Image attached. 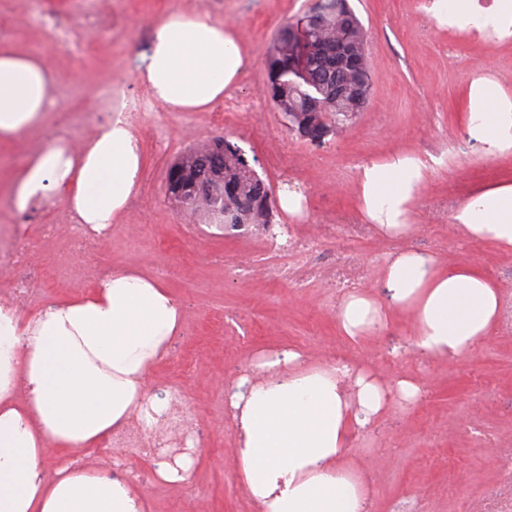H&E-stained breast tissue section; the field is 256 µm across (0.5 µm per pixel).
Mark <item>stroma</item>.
<instances>
[{
	"label": "stroma",
	"instance_id": "stroma-1",
	"mask_svg": "<svg viewBox=\"0 0 512 512\" xmlns=\"http://www.w3.org/2000/svg\"><path fill=\"white\" fill-rule=\"evenodd\" d=\"M112 15L95 27L74 28L68 41L49 40L21 11L0 0V46L42 57L62 76L57 107L45 126L0 142V225L27 224L18 244L38 293L16 303L0 274V302L27 315L95 286V263L130 268L161 280L180 305L182 326L148 382L150 394L178 398L190 429L171 448H96L86 464H109L143 486L151 512H257L233 464L236 432L226 397L253 360L295 348L308 361L342 360L385 382L411 377L424 394L395 406L354 432L347 462L365 478L369 512H479L498 480L501 448L512 444V323L502 320L464 359L448 362L412 351L413 327L393 313L382 332L353 341L341 331V295L317 268L354 255L355 279L384 297L387 258L414 250L445 263H469L498 285L512 304V249L462 240L452 225L472 195L512 183V151L488 154L466 130L473 82H495L512 103V35L440 25L424 0H349L367 32L370 100L352 122L316 146L299 138L266 94V53L279 30L297 21L310 0H111ZM202 10L226 22L250 53L248 65L223 101L172 112L145 90L138 73L153 23L165 11ZM111 107H103L104 97ZM124 108L144 153L142 179L124 215L107 236L85 243L64 226L67 204L54 199L26 221L10 203L9 183L30 154L46 146L48 129L91 112L104 125ZM225 137L237 142L274 193L302 188V210L275 208L270 231H224L197 213L183 222L166 194L168 167L186 149ZM410 152L429 168L411 206V231L378 234L358 199V168ZM45 224L59 234L41 239ZM311 241L308 251L270 248L290 235ZM196 453L192 475L174 488L155 481L186 444Z\"/></svg>",
	"mask_w": 512,
	"mask_h": 512
}]
</instances>
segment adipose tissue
I'll return each instance as SVG.
<instances>
[{
    "instance_id": "1",
    "label": "adipose tissue",
    "mask_w": 512,
    "mask_h": 512,
    "mask_svg": "<svg viewBox=\"0 0 512 512\" xmlns=\"http://www.w3.org/2000/svg\"><path fill=\"white\" fill-rule=\"evenodd\" d=\"M438 22L462 31L512 28V0H434ZM248 62L232 30L203 11H172L154 24L140 72L152 96L171 111L214 106ZM58 78L44 61L0 48V140L38 126L57 105ZM468 130L493 154L512 149V113L499 87L477 84ZM424 163L398 154L361 167L359 198L385 236L407 234ZM142 153L130 121L116 116L89 139L55 141L36 152L12 184L17 212L64 199L90 233L105 236L140 182ZM462 239L512 247V184L483 190L453 215ZM383 280L388 304L352 291L339 302L342 332L357 340L409 313L416 351L459 360L488 335L501 314L497 288L476 266L441 265L401 251ZM181 309L159 280L118 270L90 293L60 300L25 318L0 303V512H148L146 492L104 466L62 462L44 469L46 448H97L130 421L152 428L169 408L149 396L147 380L181 325ZM255 378L228 396L238 433L234 455L259 512H364L365 480L344 457L353 430L388 408L419 399V383L384 384L337 361L312 363L298 350L261 355Z\"/></svg>"
}]
</instances>
